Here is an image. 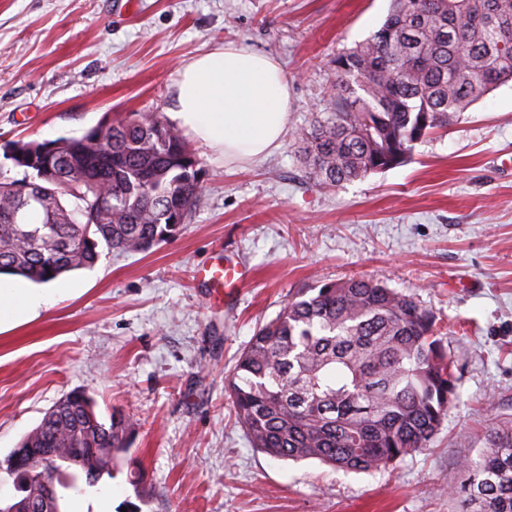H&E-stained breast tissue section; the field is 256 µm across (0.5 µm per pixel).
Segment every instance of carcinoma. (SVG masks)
<instances>
[{
    "instance_id": "carcinoma-1",
    "label": "carcinoma",
    "mask_w": 512,
    "mask_h": 512,
    "mask_svg": "<svg viewBox=\"0 0 512 512\" xmlns=\"http://www.w3.org/2000/svg\"><path fill=\"white\" fill-rule=\"evenodd\" d=\"M327 111L297 130L318 185L339 187L405 163L512 81V0H393L385 22L332 61ZM20 180H0V275L46 283L91 269L104 251L142 253L201 205L198 160L160 112L107 118L80 137L15 142ZM458 378L432 312L362 278L302 290L260 326L227 391L253 447L344 471L392 465L424 448L457 399ZM134 428L105 423L90 397L67 394L24 436L55 449L56 467L29 473L61 488L64 512L89 470L112 475ZM486 450L464 463L466 512H512V417L492 423Z\"/></svg>"
}]
</instances>
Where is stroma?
<instances>
[{
	"instance_id": "obj_1",
	"label": "stroma",
	"mask_w": 512,
	"mask_h": 512,
	"mask_svg": "<svg viewBox=\"0 0 512 512\" xmlns=\"http://www.w3.org/2000/svg\"><path fill=\"white\" fill-rule=\"evenodd\" d=\"M390 0H0V177L16 141L78 137L104 118L169 112L179 73L227 44L288 76L282 145L247 163L192 141L203 203L145 254L104 252L67 292L0 325V462L71 391L136 430L112 512H461L459 463L512 416V82L416 144L407 163L313 184L293 133L325 111L331 62ZM223 253L251 271L213 295L198 269ZM356 276L412 295L438 320L459 400L427 447L370 472L253 448L225 392L258 327L304 288ZM140 470L138 484L128 480Z\"/></svg>"
}]
</instances>
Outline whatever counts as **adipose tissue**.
<instances>
[{
  "label": "adipose tissue",
  "mask_w": 512,
  "mask_h": 512,
  "mask_svg": "<svg viewBox=\"0 0 512 512\" xmlns=\"http://www.w3.org/2000/svg\"><path fill=\"white\" fill-rule=\"evenodd\" d=\"M289 103L288 78L278 60L227 44L186 64L171 115L225 160L251 161L280 147ZM56 294L53 288L0 282V324L29 319Z\"/></svg>",
  "instance_id": "obj_1"
}]
</instances>
